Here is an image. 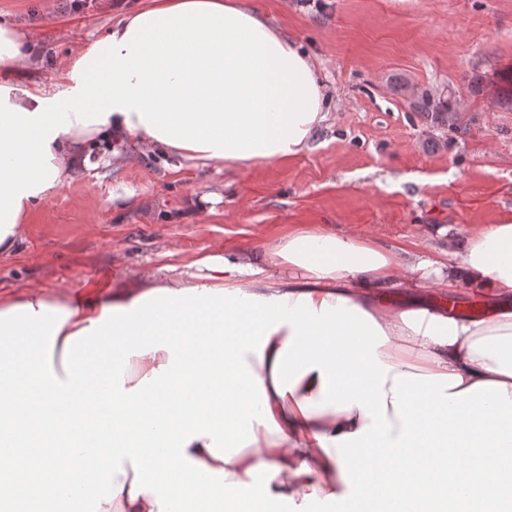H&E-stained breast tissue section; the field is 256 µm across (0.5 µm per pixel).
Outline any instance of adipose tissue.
<instances>
[{"label":"adipose tissue","instance_id":"1","mask_svg":"<svg viewBox=\"0 0 512 512\" xmlns=\"http://www.w3.org/2000/svg\"><path fill=\"white\" fill-rule=\"evenodd\" d=\"M22 44L0 20V259L95 137L243 170L329 119L309 54L244 0H149L49 89L10 81ZM193 265L103 301L0 297V498L18 512H310L380 487L455 512L459 481L482 512L512 474V216L471 229L437 280L481 295L478 319L387 307L428 261L314 224ZM99 457L101 481L66 493Z\"/></svg>","mask_w":512,"mask_h":512}]
</instances>
